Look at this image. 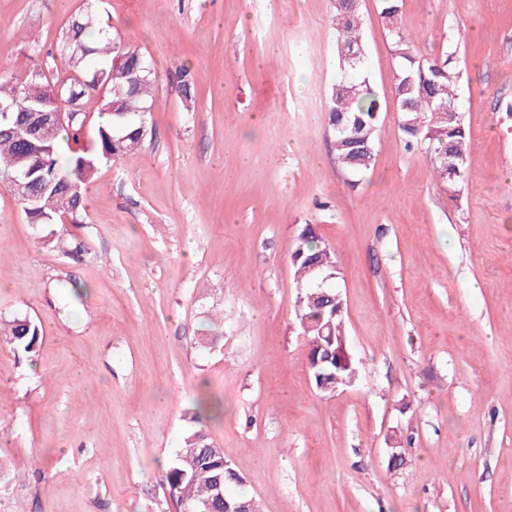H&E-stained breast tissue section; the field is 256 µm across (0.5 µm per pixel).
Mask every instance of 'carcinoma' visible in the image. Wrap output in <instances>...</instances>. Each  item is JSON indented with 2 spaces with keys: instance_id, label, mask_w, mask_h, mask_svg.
<instances>
[{
  "instance_id": "cac0c4a2",
  "label": "carcinoma",
  "mask_w": 512,
  "mask_h": 512,
  "mask_svg": "<svg viewBox=\"0 0 512 512\" xmlns=\"http://www.w3.org/2000/svg\"><path fill=\"white\" fill-rule=\"evenodd\" d=\"M400 0H382L381 18L392 39L394 95L399 122L408 142L420 140L433 154L434 172L448 191L455 192L468 164L470 141L461 119H448L460 111L454 54L443 51L423 57L415 38L399 21ZM357 0H336L333 24L337 33V56L344 72L361 74L366 65ZM59 56L72 76L55 79L42 66L32 69L23 81L0 78V183L25 175L40 189L37 207L21 196L14 199L32 224L63 220L83 224L87 217L84 192L98 168L145 141L140 117L150 112L158 79L147 74L150 61L138 49L116 45L112 35L91 5L63 30ZM179 89L190 99L196 89L195 73L184 68ZM57 102L73 117L54 131L39 153L29 151L23 125L30 111L46 101ZM326 118L336 135V162L351 174L364 173L374 164V144L381 112L377 95L362 80L341 79L325 102ZM290 259L297 280L296 318L308 345L309 372L315 388L334 393L352 384L358 370L354 361L337 363L336 350L347 344L344 304L323 278H336V261L330 248L312 225L299 233ZM39 327L27 318H17L0 329V347L31 352L39 340ZM215 412L206 399H199L190 417L194 428L184 438L163 482L179 508L189 512H259L257 500L232 487L243 477L224 456V449L210 439L202 413Z\"/></svg>"
}]
</instances>
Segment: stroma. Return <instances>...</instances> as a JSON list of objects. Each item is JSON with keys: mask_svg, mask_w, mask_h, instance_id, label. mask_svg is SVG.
<instances>
[{"mask_svg": "<svg viewBox=\"0 0 512 512\" xmlns=\"http://www.w3.org/2000/svg\"><path fill=\"white\" fill-rule=\"evenodd\" d=\"M335 6L102 0L159 85L85 223H29L0 187V320L40 329L33 353L0 348V512H180L162 474L202 396L263 512H512V0H402L419 54L456 55L471 150L454 199L425 145L404 147L380 0L360 10L375 163L337 164ZM84 9L0 0V75L67 77L56 46ZM304 224L336 254L359 369L331 395L295 317ZM206 332L220 342L201 347Z\"/></svg>", "mask_w": 512, "mask_h": 512, "instance_id": "35a3bbf8", "label": "stroma"}]
</instances>
